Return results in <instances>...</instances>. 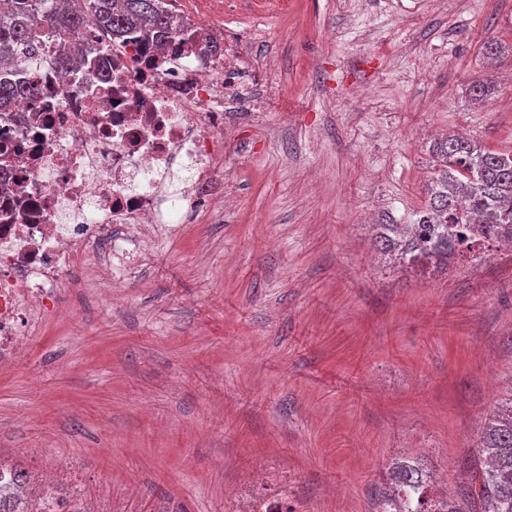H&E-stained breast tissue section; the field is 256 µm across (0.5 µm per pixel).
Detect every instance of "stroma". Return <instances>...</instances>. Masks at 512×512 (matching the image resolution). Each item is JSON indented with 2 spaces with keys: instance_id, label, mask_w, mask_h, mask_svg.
Instances as JSON below:
<instances>
[{
  "instance_id": "stroma-1",
  "label": "stroma",
  "mask_w": 512,
  "mask_h": 512,
  "mask_svg": "<svg viewBox=\"0 0 512 512\" xmlns=\"http://www.w3.org/2000/svg\"><path fill=\"white\" fill-rule=\"evenodd\" d=\"M212 28L276 89L223 206L116 290L76 272L0 366V462L67 460L65 512L86 487L98 512H238L283 480L293 512H370L408 461L460 501L512 398V247L407 265L373 226L422 206L441 135L512 151V0H224Z\"/></svg>"
}]
</instances>
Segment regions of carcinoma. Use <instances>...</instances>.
<instances>
[{
  "label": "carcinoma",
  "instance_id": "carcinoma-1",
  "mask_svg": "<svg viewBox=\"0 0 512 512\" xmlns=\"http://www.w3.org/2000/svg\"><path fill=\"white\" fill-rule=\"evenodd\" d=\"M94 24L118 43L144 42L169 47L185 31L184 18L168 0H0V65L19 55L38 57L50 39L72 38ZM84 49L73 42L56 57L68 73ZM37 89L0 77V111L33 102ZM435 176L427 184L424 206L405 217H390L375 225V239L384 253L401 263L422 260L442 265L481 240L512 242V151L497 152L456 135L433 145ZM481 468L480 512H512V401L486 418L477 444ZM392 493L373 512H387L400 500L404 512L426 506L427 475L415 465L397 468ZM28 475L13 472L0 488V512H32L13 493Z\"/></svg>",
  "mask_w": 512,
  "mask_h": 512
}]
</instances>
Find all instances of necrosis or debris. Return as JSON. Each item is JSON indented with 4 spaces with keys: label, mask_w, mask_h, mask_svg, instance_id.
Here are the masks:
<instances>
[{
    "label": "necrosis or debris",
    "mask_w": 512,
    "mask_h": 512,
    "mask_svg": "<svg viewBox=\"0 0 512 512\" xmlns=\"http://www.w3.org/2000/svg\"><path fill=\"white\" fill-rule=\"evenodd\" d=\"M203 35L196 25L181 46L136 49L91 25L67 75L51 53L7 65L41 94L0 112V362L27 349L102 239L141 243L213 197L236 118L253 110V72L233 42L205 50ZM178 172L188 189L168 191Z\"/></svg>",
    "instance_id": "obj_1"
}]
</instances>
